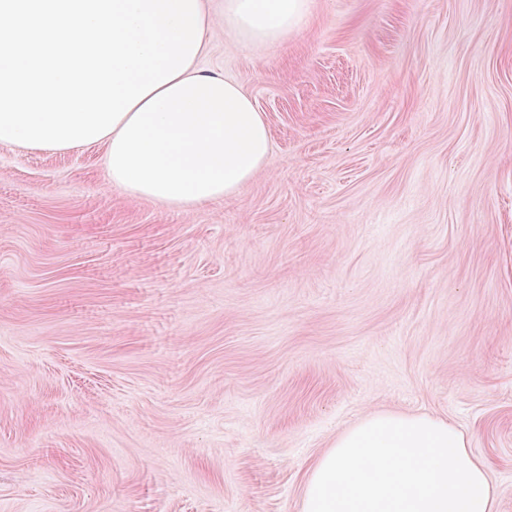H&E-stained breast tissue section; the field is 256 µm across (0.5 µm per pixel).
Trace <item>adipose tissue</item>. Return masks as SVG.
I'll list each match as a JSON object with an SVG mask.
<instances>
[{
	"instance_id": "ef3b65f1",
	"label": "adipose tissue",
	"mask_w": 512,
	"mask_h": 512,
	"mask_svg": "<svg viewBox=\"0 0 512 512\" xmlns=\"http://www.w3.org/2000/svg\"><path fill=\"white\" fill-rule=\"evenodd\" d=\"M308 0H224L225 34L245 43L300 28ZM106 172L126 192L180 207L234 196L262 168L270 134L236 81L192 62L104 136ZM466 437L432 416L376 413L311 468L302 512H495Z\"/></svg>"
}]
</instances>
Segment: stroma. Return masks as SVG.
Listing matches in <instances>:
<instances>
[{"mask_svg":"<svg viewBox=\"0 0 512 512\" xmlns=\"http://www.w3.org/2000/svg\"><path fill=\"white\" fill-rule=\"evenodd\" d=\"M200 65L269 126L233 197L0 145V512H300L376 412L455 425L512 512V0H310Z\"/></svg>","mask_w":512,"mask_h":512,"instance_id":"obj_1","label":"stroma"}]
</instances>
